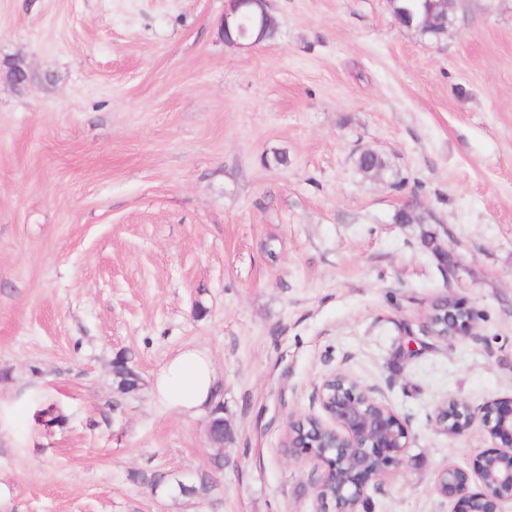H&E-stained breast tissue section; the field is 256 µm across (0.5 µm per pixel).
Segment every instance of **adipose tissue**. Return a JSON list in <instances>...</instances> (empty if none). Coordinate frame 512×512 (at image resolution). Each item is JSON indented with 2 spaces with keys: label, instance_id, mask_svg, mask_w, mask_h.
I'll return each instance as SVG.
<instances>
[{
  "label": "adipose tissue",
  "instance_id": "1",
  "mask_svg": "<svg viewBox=\"0 0 512 512\" xmlns=\"http://www.w3.org/2000/svg\"><path fill=\"white\" fill-rule=\"evenodd\" d=\"M216 374L209 356L188 347L174 354L157 372L153 389L170 410L193 415L214 402Z\"/></svg>",
  "mask_w": 512,
  "mask_h": 512
}]
</instances>
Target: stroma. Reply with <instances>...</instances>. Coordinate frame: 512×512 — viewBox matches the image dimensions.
<instances>
[{
    "instance_id": "1",
    "label": "stroma",
    "mask_w": 512,
    "mask_h": 512,
    "mask_svg": "<svg viewBox=\"0 0 512 512\" xmlns=\"http://www.w3.org/2000/svg\"><path fill=\"white\" fill-rule=\"evenodd\" d=\"M224 5L0 0V512H334L284 441L335 372L411 435L369 512H452L437 472L493 443L435 409L512 398V0H456L437 40L390 0H268L249 51ZM364 150L395 177H361ZM410 202L452 275L394 223ZM447 295L475 334L421 331ZM186 347L216 367L224 445L153 391Z\"/></svg>"
}]
</instances>
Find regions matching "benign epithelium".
Returning <instances> with one entry per match:
<instances>
[{"label":"benign epithelium","instance_id":"7a95c632","mask_svg":"<svg viewBox=\"0 0 512 512\" xmlns=\"http://www.w3.org/2000/svg\"><path fill=\"white\" fill-rule=\"evenodd\" d=\"M248 18L251 29L241 21ZM272 23L266 0H227L224 9V40L242 49L252 46L248 31L264 33ZM423 329L429 336L443 339L467 336L476 329V312L455 297H443L425 313ZM325 385L318 388V400L326 419H317L330 439L327 445L313 444L299 435L288 436V457L312 454L324 463V471L311 482L318 499L332 503L335 512H362L369 491L378 488L383 478L406 461L410 433L390 407L375 399L362 384L340 385L326 404ZM457 400L437 407L431 421L435 429L450 439L464 436L472 425L480 423L488 437L503 448L477 459L473 471L450 463L436 477L440 494L456 502L452 512H484L483 503L502 512L503 502L512 501V399L497 398L474 408L463 403L464 411L441 419L443 410ZM477 479L479 490L472 489Z\"/></svg>","mask_w":512,"mask_h":512}]
</instances>
